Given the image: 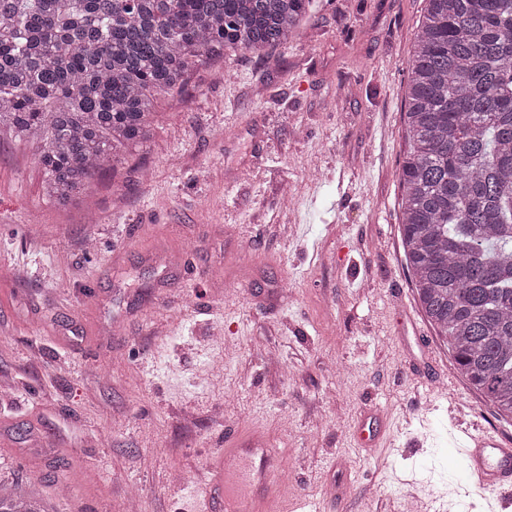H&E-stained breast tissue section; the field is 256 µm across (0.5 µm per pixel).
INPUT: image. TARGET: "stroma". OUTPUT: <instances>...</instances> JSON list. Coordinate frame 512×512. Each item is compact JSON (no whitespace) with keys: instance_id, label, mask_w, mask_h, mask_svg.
Listing matches in <instances>:
<instances>
[{"instance_id":"35a3bbf8","label":"stroma","mask_w":512,"mask_h":512,"mask_svg":"<svg viewBox=\"0 0 512 512\" xmlns=\"http://www.w3.org/2000/svg\"><path fill=\"white\" fill-rule=\"evenodd\" d=\"M425 0H313L271 56L201 66L76 205L0 138V478L47 512H203L226 433L284 451L320 512H512L466 433L512 420L425 318L398 219ZM445 383L447 399L429 381ZM387 426L361 447L366 418Z\"/></svg>"}]
</instances>
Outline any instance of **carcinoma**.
I'll return each mask as SVG.
<instances>
[{
  "label": "carcinoma",
  "mask_w": 512,
  "mask_h": 512,
  "mask_svg": "<svg viewBox=\"0 0 512 512\" xmlns=\"http://www.w3.org/2000/svg\"><path fill=\"white\" fill-rule=\"evenodd\" d=\"M407 63L405 261L462 376L512 417V0H426ZM310 0H0V134L67 205L211 59L268 54ZM0 512H47L0 483Z\"/></svg>",
  "instance_id": "obj_1"
}]
</instances>
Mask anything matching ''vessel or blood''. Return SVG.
<instances>
[{
	"mask_svg": "<svg viewBox=\"0 0 512 512\" xmlns=\"http://www.w3.org/2000/svg\"><path fill=\"white\" fill-rule=\"evenodd\" d=\"M462 465L480 489H512V448L488 430L469 435ZM280 468L281 454L265 435H226L204 490L207 512H269Z\"/></svg>",
	"mask_w": 512,
	"mask_h": 512,
	"instance_id": "1",
	"label": "vessel or blood"
}]
</instances>
